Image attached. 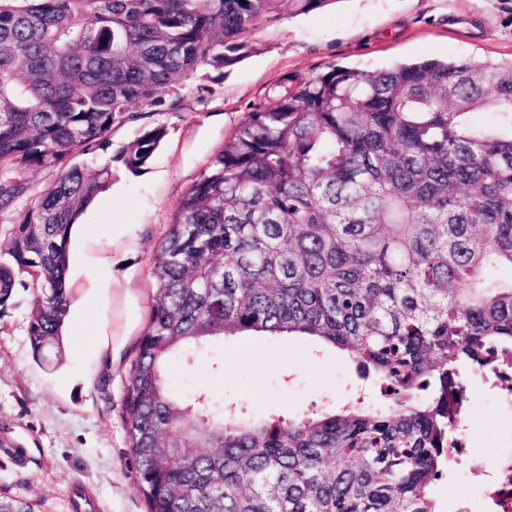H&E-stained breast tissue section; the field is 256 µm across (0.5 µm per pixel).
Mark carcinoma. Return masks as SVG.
Instances as JSON below:
<instances>
[{
	"mask_svg": "<svg viewBox=\"0 0 512 512\" xmlns=\"http://www.w3.org/2000/svg\"><path fill=\"white\" fill-rule=\"evenodd\" d=\"M281 0H0V211L58 177L0 251V310L32 288L28 337L62 356L73 224L148 162L143 130L91 170L135 105L224 74ZM493 109L496 130L467 114ZM512 61L332 66L259 106L178 202L121 408L147 512H437L454 434L448 378L512 344ZM299 334L380 384L301 420L241 421L169 388L175 355L226 336ZM0 512H38L0 495Z\"/></svg>",
	"mask_w": 512,
	"mask_h": 512,
	"instance_id": "cac0c4a2",
	"label": "carcinoma"
}]
</instances>
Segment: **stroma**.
Masks as SVG:
<instances>
[{"mask_svg":"<svg viewBox=\"0 0 512 512\" xmlns=\"http://www.w3.org/2000/svg\"><path fill=\"white\" fill-rule=\"evenodd\" d=\"M247 40L248 55L224 77L195 74L170 92L166 110L137 107L136 119L113 129L116 149L147 127H165L167 136L141 171L114 166L112 183L80 217L135 230L113 246L91 240L71 251L80 270L74 296L94 286L98 254L112 262L114 281L87 310L61 362L43 365L32 356V290L18 289L0 313V494L41 503L44 512H146L120 421L131 355L105 372L94 348L98 329L135 339L146 328L154 253L185 191L255 107L329 66L376 71L396 62L512 60V0H335L307 14L283 0L277 18L261 20ZM169 383L181 396L205 394L251 420L297 419L326 403L337 409L360 387L366 403L380 398L354 362L307 336L225 338L192 365L175 363ZM470 416L467 465L432 488L439 512L459 494L468 512H484L476 471L502 452L500 437L512 430V417L476 381Z\"/></svg>","mask_w":512,"mask_h":512,"instance_id":"obj_1","label":"stroma"}]
</instances>
